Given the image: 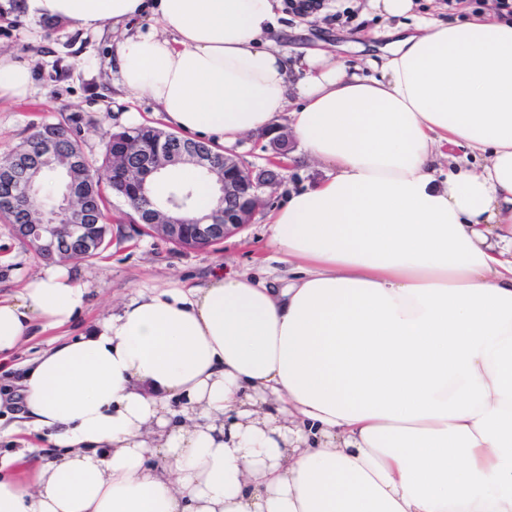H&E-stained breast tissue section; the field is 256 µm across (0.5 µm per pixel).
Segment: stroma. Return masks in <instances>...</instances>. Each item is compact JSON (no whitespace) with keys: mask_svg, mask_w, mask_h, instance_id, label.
<instances>
[{"mask_svg":"<svg viewBox=\"0 0 512 512\" xmlns=\"http://www.w3.org/2000/svg\"><path fill=\"white\" fill-rule=\"evenodd\" d=\"M322 6L300 15L283 7L269 35L271 47L299 58L324 48L337 60L364 64L372 45L384 43L387 23L375 15L369 0H321ZM416 16L444 19L499 13V0H415ZM120 33L111 23L86 31L70 24L27 16L17 0H0V54L29 61L32 90L22 100H0V161L7 159L35 129L46 122H76L85 155L104 157L105 131L142 124L164 127L165 121L148 96L125 98L112 84V56ZM328 169L295 144L283 170V180L241 234L205 251H186L137 232L126 223L128 208L113 198L108 212L112 242L104 258L65 259L75 277L89 283L88 300L70 325L23 341L9 365H0V393L14 389L11 366L33 360L50 341L78 338L106 311L118 308L145 287L202 284L215 270L246 272L262 280L283 279L286 266L268 246L269 217L286 203L291 192L326 178ZM45 263L0 220V297L20 291Z\"/></svg>","mask_w":512,"mask_h":512,"instance_id":"1","label":"stroma"}]
</instances>
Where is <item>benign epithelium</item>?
<instances>
[{
	"instance_id": "obj_1",
	"label": "benign epithelium",
	"mask_w": 512,
	"mask_h": 512,
	"mask_svg": "<svg viewBox=\"0 0 512 512\" xmlns=\"http://www.w3.org/2000/svg\"><path fill=\"white\" fill-rule=\"evenodd\" d=\"M265 137L268 138L265 149L279 157L288 155L292 149V136L284 127L270 128ZM209 147L210 144L198 141L170 151L161 140L153 153L146 154L142 165L123 169L119 177L124 190L147 199L151 196L150 176L161 173L171 161L189 162L214 178L219 192L218 202L224 203V223L216 224L207 216L202 222L187 224L181 216L183 206L176 201L170 202L164 210L152 207L143 220L151 225L153 236L167 243L181 244L186 250H205L245 231L264 204L265 191L274 188L281 178L279 172L268 167L259 168L228 151L218 161ZM84 170L85 161L81 155L71 154L60 159L55 143L50 139L42 142L38 153L16 152L9 163L0 166V179L14 186L20 197L33 194L40 173L60 171L64 174L61 204L38 221L17 225L21 240L30 249L53 257L65 253L67 243L89 238L95 228L91 224L93 195L73 179L74 174Z\"/></svg>"
}]
</instances>
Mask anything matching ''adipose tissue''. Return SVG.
I'll return each instance as SVG.
<instances>
[{"instance_id": "1", "label": "adipose tissue", "mask_w": 512, "mask_h": 512, "mask_svg": "<svg viewBox=\"0 0 512 512\" xmlns=\"http://www.w3.org/2000/svg\"><path fill=\"white\" fill-rule=\"evenodd\" d=\"M371 6L396 24L367 76L265 46L280 0H25L89 30L157 15L117 45L119 92L227 146L287 115L331 173L271 217L285 286L147 288L24 368L22 425L63 453L0 457V512H512V21ZM31 85L0 55V99ZM87 294L44 268L0 299V355Z\"/></svg>"}]
</instances>
